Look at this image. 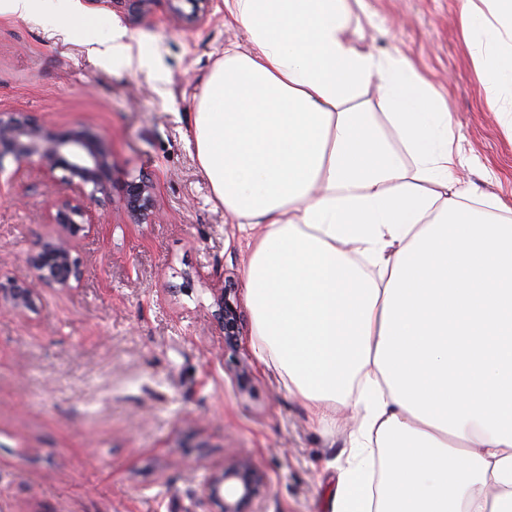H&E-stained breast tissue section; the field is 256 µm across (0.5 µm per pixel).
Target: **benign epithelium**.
<instances>
[{"mask_svg":"<svg viewBox=\"0 0 512 512\" xmlns=\"http://www.w3.org/2000/svg\"><path fill=\"white\" fill-rule=\"evenodd\" d=\"M11 155L21 165L36 164L47 173L60 169L71 193L56 197L51 208L52 223L63 235L49 240L27 257L31 278L24 282L0 279V300L17 312L36 307L40 288L70 289L82 279L79 263L71 256L70 239L90 230L87 217L107 193L112 154L105 143L79 127L57 131L27 113H0V160ZM91 190H86L87 186ZM125 207L130 218L141 223L152 212V186L143 175L125 183ZM235 283L224 282V294L217 301L216 317L224 329V345L238 347L243 318L238 309ZM206 491L218 512H245V507L268 491L265 475L250 461L231 460L211 475Z\"/></svg>","mask_w":512,"mask_h":512,"instance_id":"7a95c632","label":"benign epithelium"}]
</instances>
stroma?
Returning <instances> with one entry per match:
<instances>
[{"label":"stroma","instance_id":"35a3bbf8","mask_svg":"<svg viewBox=\"0 0 512 512\" xmlns=\"http://www.w3.org/2000/svg\"><path fill=\"white\" fill-rule=\"evenodd\" d=\"M92 26L0 15V113L89 129L112 153L93 230L72 239L77 287L43 289L35 310L0 312V512H216L205 489L224 460L251 461L269 490L252 512H329L326 493L351 451L323 430L254 355L244 316L236 351L214 317L225 279L243 283L248 241L215 202L189 144L202 86L240 32L208 0L194 23L169 0L132 16L79 0ZM466 0H351L360 48L407 54L448 105L460 159L452 189L512 200V139L487 99L458 18ZM121 28L132 60L99 48ZM148 175L151 217L132 223L124 183ZM65 187L0 161V277L61 229Z\"/></svg>","mask_w":512,"mask_h":512}]
</instances>
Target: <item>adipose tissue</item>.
<instances>
[{
    "label": "adipose tissue",
    "mask_w": 512,
    "mask_h": 512,
    "mask_svg": "<svg viewBox=\"0 0 512 512\" xmlns=\"http://www.w3.org/2000/svg\"><path fill=\"white\" fill-rule=\"evenodd\" d=\"M349 14L224 0L249 48H225L190 140L239 232L265 228L254 352L322 427L351 416L331 512H512V219L448 193L447 106L408 55L356 46ZM459 26L512 42V0H469ZM473 63L512 135V51ZM371 84L377 112L355 103Z\"/></svg>",
    "instance_id": "ef3b65f1"
}]
</instances>
